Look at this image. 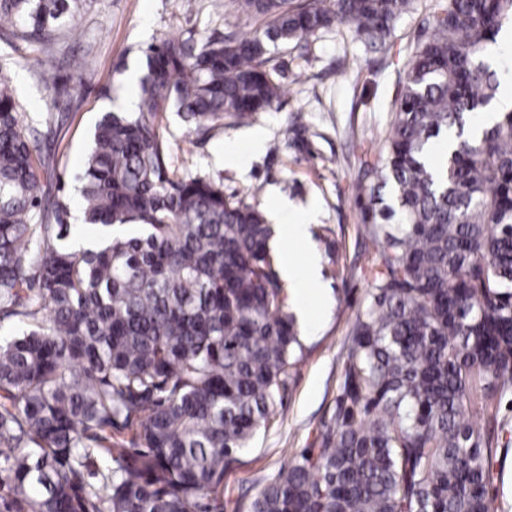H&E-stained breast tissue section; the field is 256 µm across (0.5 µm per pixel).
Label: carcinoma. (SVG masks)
<instances>
[{
	"mask_svg": "<svg viewBox=\"0 0 512 512\" xmlns=\"http://www.w3.org/2000/svg\"><path fill=\"white\" fill-rule=\"evenodd\" d=\"M429 2L391 129L361 162L375 248L334 411L249 512H499L493 438L465 408L512 391V110L466 128L497 100L490 53L512 0ZM91 4L0 0V38L48 52ZM232 8L255 28L144 51L133 109L95 125L77 224L45 191L39 142L58 118H27L0 69V324L21 325L0 337V512H222L225 470L303 357L272 225L171 171L162 118L238 125L280 97L269 43L341 24L388 53L415 0Z\"/></svg>",
	"mask_w": 512,
	"mask_h": 512,
	"instance_id": "1",
	"label": "carcinoma"
}]
</instances>
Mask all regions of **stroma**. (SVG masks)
<instances>
[{
    "mask_svg": "<svg viewBox=\"0 0 512 512\" xmlns=\"http://www.w3.org/2000/svg\"><path fill=\"white\" fill-rule=\"evenodd\" d=\"M417 24L413 12L395 21L393 47L381 65L375 53L343 26L321 34L306 48L269 44L281 95L271 109L237 126L199 138L187 135L176 113L166 115L170 166L178 175L221 184L225 196L259 206L276 226L294 223L299 210L314 208L316 220L307 243L293 246L298 261H305L311 247L325 254L323 228H331L340 247L338 269L321 266L323 285L331 290L330 304L322 305L308 293L303 296L304 305L313 312L314 332L304 338V357L292 369L287 390L277 398L271 422L226 471L223 512H248L257 493L301 449L311 447L335 405L352 323L366 298L364 272L373 250L354 205L355 187L366 152L377 151L390 130L399 74ZM233 26L248 31L255 23L229 10H214L211 0H94L52 53L0 41V64L7 65L25 112H54L62 117L55 135L42 144L43 151L54 157L48 181L51 194L78 209L75 176L91 147L94 126L102 112L124 109L127 80L142 75L143 52L149 45L164 38L218 36ZM72 54L89 61L90 71L83 78H75L63 62ZM43 60L57 78L74 81L73 100L55 99L36 80L34 71ZM106 86L111 92L105 97L101 90ZM296 121L309 127L307 146L301 150L289 143L288 129ZM257 130L265 133L258 155L250 147ZM228 142L237 149L229 166L224 163ZM490 413L498 421L500 481L495 492L501 497L506 484L512 483V393L487 411L477 402L466 407L467 418L479 423Z\"/></svg>",
    "mask_w": 512,
    "mask_h": 512,
    "instance_id": "35a3bbf8",
    "label": "stroma"
}]
</instances>
